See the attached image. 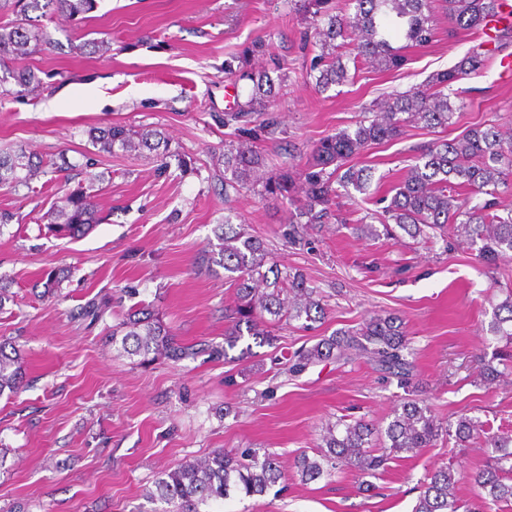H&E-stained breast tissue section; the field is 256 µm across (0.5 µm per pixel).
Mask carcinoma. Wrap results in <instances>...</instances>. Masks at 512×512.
<instances>
[{
	"label": "carcinoma",
	"mask_w": 512,
	"mask_h": 512,
	"mask_svg": "<svg viewBox=\"0 0 512 512\" xmlns=\"http://www.w3.org/2000/svg\"><path fill=\"white\" fill-rule=\"evenodd\" d=\"M502 0H349L353 13L336 10L334 0H303L311 20L305 39L299 45L302 57L309 58L306 76L314 87L324 92L352 79L353 69L370 63L387 71H398L407 58L392 41L400 36L407 44L424 47L436 37L437 14L448 16L455 29H483L497 17ZM9 5L14 22L0 26V95L12 91L13 81L30 93L39 91L42 81L35 71L15 70L11 64L52 43L51 34L41 19L52 15L70 18L85 16L97 8V0H0V8ZM494 51L512 46V23L496 29L492 37ZM267 51L262 38L254 40L248 53L237 64L224 65L235 82L252 83L247 100L235 101L224 113V125L231 126L267 111L276 95V86L287 78V55H270L269 67L251 68L249 54ZM485 53L472 48L452 68L433 74L425 83L389 93L362 107V118L351 130H342L315 145L306 158L288 155L261 178L266 158L252 146L239 142L224 145L220 162L224 191L240 192L265 180L268 196L287 198L295 206V224H325L331 218L347 225L341 217L339 199L352 197L356 191L370 196L373 169L358 167L351 160L372 145L399 137L410 124L426 128H446L453 124L457 111L454 99L463 93L458 84L480 75L485 67ZM88 137L98 152L110 154L147 150L160 155L167 146L157 131H137L121 124L93 127ZM69 169L60 154L45 160L17 145L0 149V187L23 186L34 192L33 180L50 172ZM512 194V134L497 127L475 126L462 135L429 143L415 157L405 178L392 189V195L376 199L379 209L371 218L381 224L361 223L352 227L365 237L391 236L400 229L413 239L433 241L451 230L477 251L479 259L492 265L512 260V206L501 196ZM102 220L94 197L84 190L65 195L62 204L51 212L50 232L81 236ZM216 242L207 244V260L224 269V279L236 288L237 305L227 318L224 345H184L147 305L133 308L114 328L112 343H121L120 352L138 356L141 362L165 358L174 362L206 353L211 359L228 357L248 333L258 346L276 341L270 325L280 321H300L312 328L324 323L326 304L316 288L300 272L286 275L270 261L263 239L252 235L242 225L224 216V224L215 232ZM490 332L512 341V292L494 311ZM410 342L401 320L380 315L356 329H339L310 347H302L289 358L288 371L300 373L325 362L347 363L364 359L394 378L405 397L393 418L382 428L373 422H350L339 417L325 425L320 435L321 451L309 456L301 453L294 462L296 475L303 482H314L339 466L354 468L374 477L385 469L387 461L401 452L415 453L432 446L439 436L469 441L484 432L483 424L463 417L456 426H443L427 406L413 397L414 364ZM24 368L21 355L7 351L0 343V395L16 394L23 389ZM381 446L382 453L374 454ZM284 474L277 454L258 448L241 451L215 450L210 455L185 461L163 472L154 481L155 490L146 493L150 503L164 504L152 512H207L212 504L232 493L246 497L262 496L275 487ZM483 490L482 512L512 501V452L503 454L474 476ZM452 469L443 464L428 473L413 512H459L461 505L453 493Z\"/></svg>",
	"instance_id": "obj_1"
}]
</instances>
